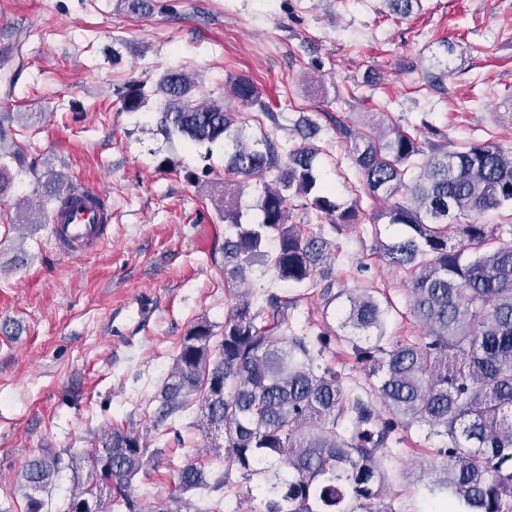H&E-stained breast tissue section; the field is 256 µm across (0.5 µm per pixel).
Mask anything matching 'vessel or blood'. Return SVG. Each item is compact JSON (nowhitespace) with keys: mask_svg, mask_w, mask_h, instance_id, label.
<instances>
[{"mask_svg":"<svg viewBox=\"0 0 512 512\" xmlns=\"http://www.w3.org/2000/svg\"><path fill=\"white\" fill-rule=\"evenodd\" d=\"M68 197V206L54 209L49 233L61 253L77 257L101 239L111 212L100 192L78 187L69 191Z\"/></svg>","mask_w":512,"mask_h":512,"instance_id":"1","label":"vessel or blood"}]
</instances>
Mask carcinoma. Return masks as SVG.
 Wrapping results in <instances>:
<instances>
[{"mask_svg": "<svg viewBox=\"0 0 512 512\" xmlns=\"http://www.w3.org/2000/svg\"><path fill=\"white\" fill-rule=\"evenodd\" d=\"M418 0H385L406 17ZM195 81L184 71L164 72L152 89L162 123L197 144L224 142V284L245 283L257 263H269L278 279L295 285L320 278L323 310L343 313L340 339L368 370L357 391L325 361L330 337L290 332L288 302L266 295L257 306L244 290L215 334L199 320L181 337L158 401L164 422L192 405L198 424L226 451L228 467L264 492L262 512H381L388 484L386 461L399 432L426 428L437 438L439 462L428 491L448 512H512V243L503 226L483 216L505 212L512 221V149L492 142L449 149L422 142L395 126L383 134L336 121V136L355 165L366 194L386 207L374 218L400 229L383 245L388 265L409 271L407 306L423 329L419 340L387 336L390 306L367 287L338 288L326 270L336 246L306 236L289 205L324 218L333 232L357 228L360 200L340 204L319 182V147L308 142L315 123L305 122L304 143L281 153L265 136L248 141L242 113L218 103L201 104ZM227 96L271 115L245 77ZM148 94L132 84L124 109L138 111ZM36 172L16 135L0 124V161ZM66 178L48 173L41 193L57 202ZM261 186L262 219L242 222L240 199L251 183ZM275 238L273 251L264 250ZM148 443L132 428L110 427L83 450L88 480L72 491L65 512H223L221 503L196 507L189 497L209 487L204 470L189 461L177 472L175 490L146 509L131 495L133 479L149 463ZM61 457L44 453L27 462L18 489L26 512H42L60 472Z\"/></svg>", "mask_w": 512, "mask_h": 512, "instance_id": "1", "label": "carcinoma"}]
</instances>
